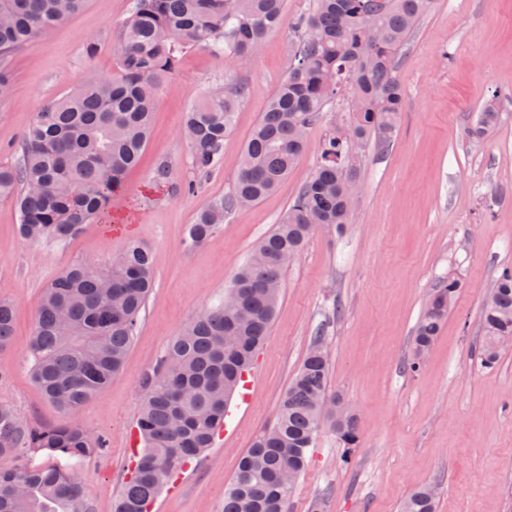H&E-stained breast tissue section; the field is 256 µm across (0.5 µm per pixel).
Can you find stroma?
Listing matches in <instances>:
<instances>
[{
    "label": "stroma",
    "instance_id": "1",
    "mask_svg": "<svg viewBox=\"0 0 512 512\" xmlns=\"http://www.w3.org/2000/svg\"><path fill=\"white\" fill-rule=\"evenodd\" d=\"M133 0H87L82 11L1 61L12 88L0 99V164H18L22 136L48 102L91 74L117 73L116 52ZM99 50L87 57L85 46ZM288 32L264 39L258 55L226 61L188 49L160 89L150 140L123 190L122 232L90 224L60 244L19 232L14 205L0 199V297L15 303L13 341L0 351V405L25 421L69 422L33 382L28 346L43 292L66 267L106 268L134 238L151 250L154 284L120 374L79 418L106 443L79 465L95 512H112L133 462L132 433L152 375L184 325L223 297L254 245L279 222L314 172L319 143L339 110L327 106L308 132V151L279 188L232 213L199 247L187 227L206 201L226 195L242 148L285 73ZM405 107L385 149L359 151L358 198L343 230L318 227L284 271L279 307L253 365L252 397L229 436L162 490L151 512H223L224 488L253 437L270 426L282 395L324 328L330 386L360 416L361 442L343 453L322 428L288 512H399L413 489L438 488L437 512H512V348L494 370L480 365L481 310L502 269L512 266V0H433L403 50ZM240 83L245 97L216 169L195 194L185 112ZM499 94L497 127L467 129ZM172 165V191L155 190L157 162ZM462 287L418 372L405 368L431 288L447 276Z\"/></svg>",
    "mask_w": 512,
    "mask_h": 512
}]
</instances>
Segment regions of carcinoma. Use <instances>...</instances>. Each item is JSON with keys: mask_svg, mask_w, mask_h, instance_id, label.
Masks as SVG:
<instances>
[{"mask_svg": "<svg viewBox=\"0 0 512 512\" xmlns=\"http://www.w3.org/2000/svg\"><path fill=\"white\" fill-rule=\"evenodd\" d=\"M86 0H0V56L5 58L66 18ZM431 0H313L286 18L285 0H134L118 48V75L94 77L46 104L22 140V159L0 165V198L15 201L20 232L33 242H62L96 221H112L126 175L147 145L159 88L186 50L204 46L226 59L254 54L268 32L288 27L286 73L252 129L229 194L203 204L187 243L204 245L224 217L276 190L307 146V130L324 108L350 90L348 115L323 137L316 168L274 229L254 247L224 299L194 316L148 379L137 430L143 450L113 512H148L149 502L212 446L224 412L269 334L285 266L322 224L348 223L357 181L355 147L391 142L403 110L395 77L401 52ZM245 94L240 84L185 114L197 176L221 160ZM498 94L480 109V138L498 120ZM153 286V257L129 239L109 269L74 264L45 288L31 337L33 380L43 396L76 414L117 374ZM460 288L455 279L432 289L415 327L416 372ZM14 305L0 298V350L13 337ZM481 366L495 368L512 338V267L497 277L481 313ZM324 329L281 398L273 424L259 432L224 492V512H288L296 478L317 433L329 426L339 446L360 442L359 414L329 389ZM105 441L76 420L34 426L0 406V512H94L75 469L36 464L40 452L82 460ZM437 487L406 496L401 512H435Z\"/></svg>", "mask_w": 512, "mask_h": 512, "instance_id": "obj_1", "label": "carcinoma"}]
</instances>
